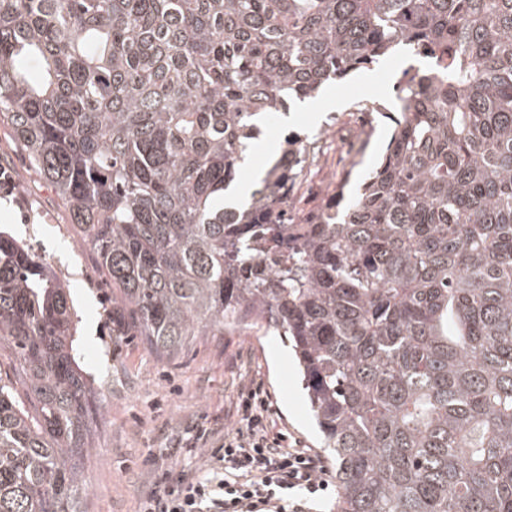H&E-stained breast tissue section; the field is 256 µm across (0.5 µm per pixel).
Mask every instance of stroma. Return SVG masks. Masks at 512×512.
I'll use <instances>...</instances> for the list:
<instances>
[{
	"instance_id": "35a3bbf8",
	"label": "stroma",
	"mask_w": 512,
	"mask_h": 512,
	"mask_svg": "<svg viewBox=\"0 0 512 512\" xmlns=\"http://www.w3.org/2000/svg\"><path fill=\"white\" fill-rule=\"evenodd\" d=\"M410 63L398 54L323 87V94L340 96L342 103L321 111L319 120L302 107L268 116L241 183L250 184L273 163L286 137L316 135L320 155L297 190L302 208L327 200L339 183L346 192L356 191L374 168L390 125L381 117L357 116L355 106H389L393 86ZM0 166L10 168L16 180L13 194L0 191V234L29 248L65 281L78 361L100 399L94 451L83 464L87 492L81 512H139L157 475L148 458L159 449H168L169 468L204 464L207 449L222 445L225 433L238 427V390L250 380L261 383L267 419L284 446L319 449L285 337L241 325L220 336L195 337L181 354L159 358L120 331V314L94 254L76 235L54 188L29 170L22 149L1 125ZM195 426L206 431V449L192 458L180 441Z\"/></svg>"
}]
</instances>
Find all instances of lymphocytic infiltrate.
Segmentation results:
<instances>
[{
  "label": "lymphocytic infiltrate",
  "mask_w": 512,
  "mask_h": 512,
  "mask_svg": "<svg viewBox=\"0 0 512 512\" xmlns=\"http://www.w3.org/2000/svg\"><path fill=\"white\" fill-rule=\"evenodd\" d=\"M258 383L240 391L243 425L210 452L206 468L163 470L142 512H315L331 485L324 459L271 435Z\"/></svg>",
  "instance_id": "1"
}]
</instances>
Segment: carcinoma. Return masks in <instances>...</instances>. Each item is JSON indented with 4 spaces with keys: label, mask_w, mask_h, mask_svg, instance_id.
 Listing matches in <instances>:
<instances>
[{
    "label": "carcinoma",
    "mask_w": 512,
    "mask_h": 512,
    "mask_svg": "<svg viewBox=\"0 0 512 512\" xmlns=\"http://www.w3.org/2000/svg\"><path fill=\"white\" fill-rule=\"evenodd\" d=\"M404 50L379 166L301 215L254 119ZM40 70L34 80L28 71ZM159 356L291 342L336 512H512V0H0V125ZM65 284L0 235V512H79L97 397Z\"/></svg>",
    "instance_id": "1"
}]
</instances>
